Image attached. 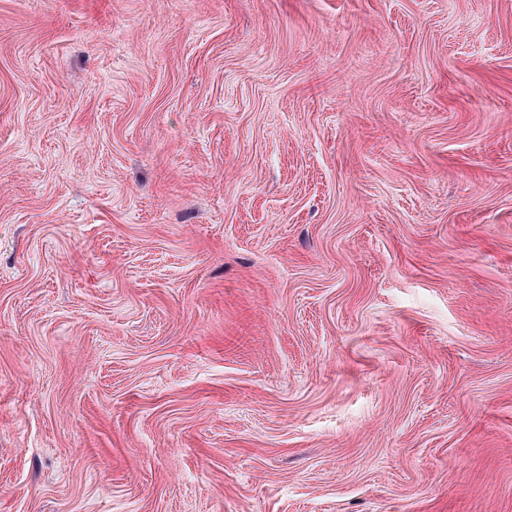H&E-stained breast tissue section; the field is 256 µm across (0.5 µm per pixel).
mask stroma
Instances as JSON below:
<instances>
[{"label":"stroma","mask_w":512,"mask_h":512,"mask_svg":"<svg viewBox=\"0 0 512 512\" xmlns=\"http://www.w3.org/2000/svg\"><path fill=\"white\" fill-rule=\"evenodd\" d=\"M0 512H512V0H0Z\"/></svg>","instance_id":"obj_1"}]
</instances>
